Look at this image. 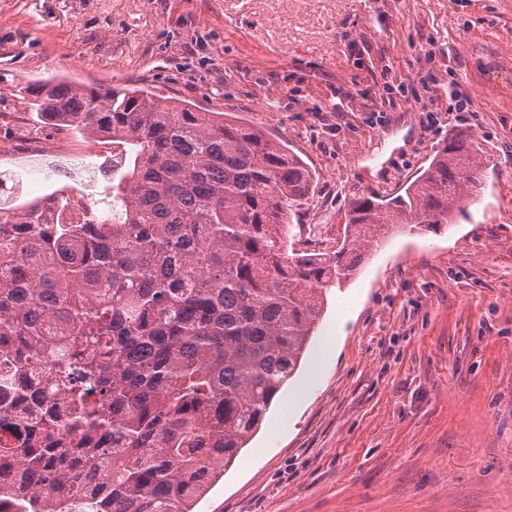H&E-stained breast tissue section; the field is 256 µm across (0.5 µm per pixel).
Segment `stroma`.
I'll return each mask as SVG.
<instances>
[{
    "label": "stroma",
    "instance_id": "stroma-1",
    "mask_svg": "<svg viewBox=\"0 0 512 512\" xmlns=\"http://www.w3.org/2000/svg\"><path fill=\"white\" fill-rule=\"evenodd\" d=\"M388 65L423 106L387 95ZM51 76L284 141L315 174L292 218L301 252L341 241L354 198L397 192L449 136L475 135L477 200L328 291L309 355L194 512H512V0H0L1 142L52 135L24 100ZM454 80L469 111L448 109Z\"/></svg>",
    "mask_w": 512,
    "mask_h": 512
}]
</instances>
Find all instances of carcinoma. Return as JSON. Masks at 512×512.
<instances>
[{
    "label": "carcinoma",
    "instance_id": "carcinoma-1",
    "mask_svg": "<svg viewBox=\"0 0 512 512\" xmlns=\"http://www.w3.org/2000/svg\"><path fill=\"white\" fill-rule=\"evenodd\" d=\"M27 94L38 119L112 137L127 172L102 210L0 203V512H193L296 372L327 291L483 184L457 133L400 193L354 200L337 249L290 254L315 173L287 144L142 87Z\"/></svg>",
    "mask_w": 512,
    "mask_h": 512
}]
</instances>
